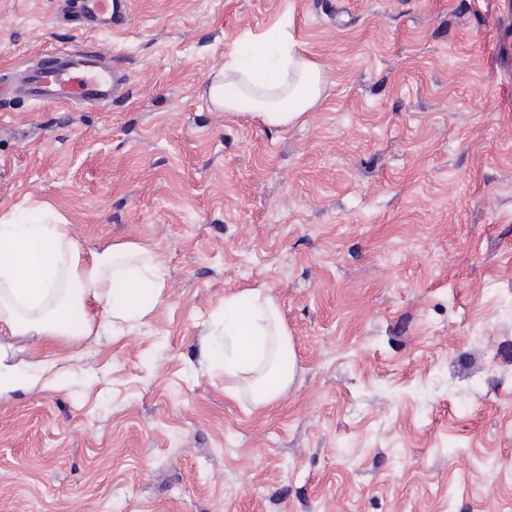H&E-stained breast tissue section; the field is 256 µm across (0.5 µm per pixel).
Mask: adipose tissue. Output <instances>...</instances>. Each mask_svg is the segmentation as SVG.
Wrapping results in <instances>:
<instances>
[{"label":"adipose tissue","mask_w":512,"mask_h":512,"mask_svg":"<svg viewBox=\"0 0 512 512\" xmlns=\"http://www.w3.org/2000/svg\"><path fill=\"white\" fill-rule=\"evenodd\" d=\"M251 66L236 60L213 71L208 100L231 115L248 114L268 127L302 123L329 87L324 67L298 52L289 31L275 41L253 38ZM162 266L136 243L83 251L68 217L52 204L0 210V398L53 383L57 357L20 369L11 363V336L71 340L139 322L158 303ZM291 344L276 300L263 288L225 298L201 340L203 359L249 393L254 406L276 402L293 372L281 362Z\"/></svg>","instance_id":"obj_1"}]
</instances>
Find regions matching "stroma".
I'll return each instance as SVG.
<instances>
[{"label":"stroma","mask_w":512,"mask_h":512,"mask_svg":"<svg viewBox=\"0 0 512 512\" xmlns=\"http://www.w3.org/2000/svg\"><path fill=\"white\" fill-rule=\"evenodd\" d=\"M87 33L0 0V73L97 44L111 106L0 100V210L150 246L137 324L0 399V512H512V0H132ZM286 26L332 84L304 123L214 111L213 70ZM263 288L294 379L257 408L202 362Z\"/></svg>","instance_id":"stroma-1"}]
</instances>
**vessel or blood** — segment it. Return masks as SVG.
<instances>
[{
	"label": "vessel or blood",
	"mask_w": 512,
	"mask_h": 512,
	"mask_svg": "<svg viewBox=\"0 0 512 512\" xmlns=\"http://www.w3.org/2000/svg\"><path fill=\"white\" fill-rule=\"evenodd\" d=\"M130 19L131 0H84L75 26L92 31L125 25ZM19 77L17 94L36 106H107L127 83L125 71L106 64L91 45L74 51H56L48 60L20 69Z\"/></svg>",
	"instance_id": "obj_1"
}]
</instances>
